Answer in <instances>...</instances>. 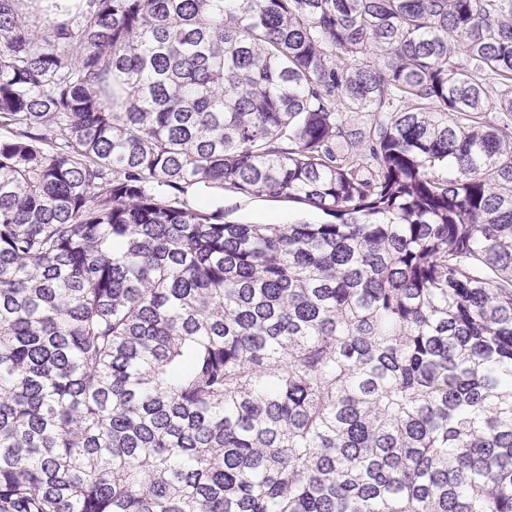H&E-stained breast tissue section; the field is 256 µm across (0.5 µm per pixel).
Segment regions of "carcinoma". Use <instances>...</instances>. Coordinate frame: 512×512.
<instances>
[{
	"label": "carcinoma",
	"mask_w": 512,
	"mask_h": 512,
	"mask_svg": "<svg viewBox=\"0 0 512 512\" xmlns=\"http://www.w3.org/2000/svg\"><path fill=\"white\" fill-rule=\"evenodd\" d=\"M0 129V512H512V0H0ZM190 194L196 204L210 210L222 209L224 222L230 224H291L303 221L317 224L328 219L320 210L283 197H246L218 188Z\"/></svg>",
	"instance_id": "obj_1"
}]
</instances>
